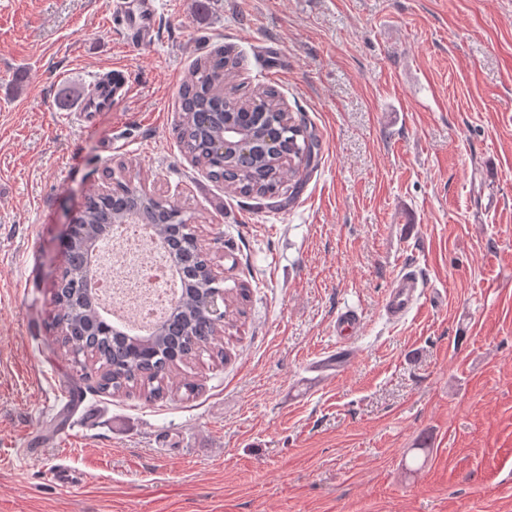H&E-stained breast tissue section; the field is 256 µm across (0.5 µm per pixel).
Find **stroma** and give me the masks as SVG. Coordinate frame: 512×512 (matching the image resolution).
<instances>
[{
    "label": "stroma",
    "instance_id": "stroma-1",
    "mask_svg": "<svg viewBox=\"0 0 512 512\" xmlns=\"http://www.w3.org/2000/svg\"><path fill=\"white\" fill-rule=\"evenodd\" d=\"M156 7L143 45L114 0H0V512H512V0ZM219 46L239 97L274 86L319 144L270 207L176 139ZM114 71L129 93L68 119ZM114 174L177 199L248 289L225 362L160 400L99 391L52 326L58 236ZM407 265L428 288L395 324ZM426 281L412 266L401 268L393 277L383 302V311L393 322L405 320L424 295ZM360 318L350 311L336 315V334L341 342L349 343L356 338L360 331Z\"/></svg>",
    "mask_w": 512,
    "mask_h": 512
}]
</instances>
